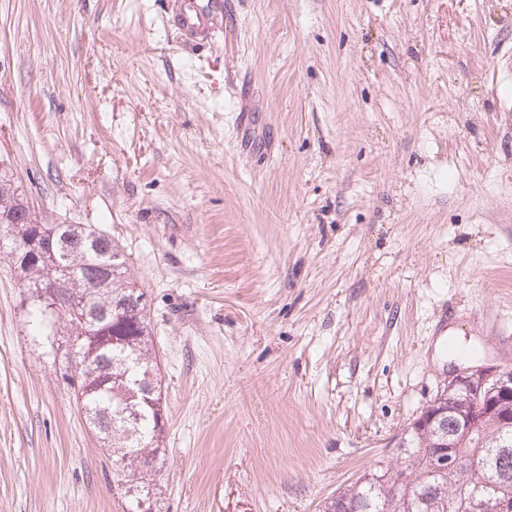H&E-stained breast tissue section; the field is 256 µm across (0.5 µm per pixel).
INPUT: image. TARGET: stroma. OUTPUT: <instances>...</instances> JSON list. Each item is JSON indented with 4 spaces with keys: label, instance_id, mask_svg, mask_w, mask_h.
Instances as JSON below:
<instances>
[{
    "label": "stroma",
    "instance_id": "1",
    "mask_svg": "<svg viewBox=\"0 0 512 512\" xmlns=\"http://www.w3.org/2000/svg\"><path fill=\"white\" fill-rule=\"evenodd\" d=\"M197 2L0 0V165L148 295L161 512H322L512 366V0ZM29 308L0 241V512H126ZM182 35L188 39L203 40L206 35V28L202 15L194 9L186 10L177 20Z\"/></svg>",
    "mask_w": 512,
    "mask_h": 512
}]
</instances>
